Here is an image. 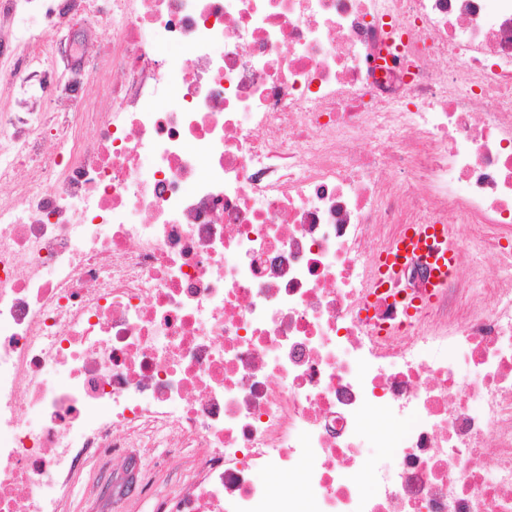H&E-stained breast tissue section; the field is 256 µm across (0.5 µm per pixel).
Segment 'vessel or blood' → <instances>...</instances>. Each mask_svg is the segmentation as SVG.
<instances>
[{
  "instance_id": "b4317fda",
  "label": "vessel or blood",
  "mask_w": 512,
  "mask_h": 512,
  "mask_svg": "<svg viewBox=\"0 0 512 512\" xmlns=\"http://www.w3.org/2000/svg\"><path fill=\"white\" fill-rule=\"evenodd\" d=\"M421 260L432 270L428 296H435L457 272L455 249L448 242V227L444 224H407L392 245L377 260V285L388 287L401 266Z\"/></svg>"
}]
</instances>
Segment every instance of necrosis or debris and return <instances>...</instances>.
I'll list each match as a JSON object with an SVG mask.
<instances>
[{"label": "necrosis or debris", "mask_w": 512, "mask_h": 512, "mask_svg": "<svg viewBox=\"0 0 512 512\" xmlns=\"http://www.w3.org/2000/svg\"><path fill=\"white\" fill-rule=\"evenodd\" d=\"M109 16L121 81L0 113V512L126 448L193 451L154 512H512V0ZM14 40L18 92L78 93ZM404 224L470 260L411 319L374 284Z\"/></svg>", "instance_id": "obj_1"}]
</instances>
